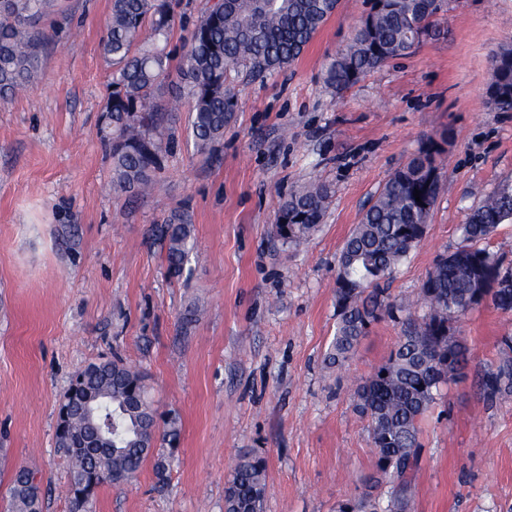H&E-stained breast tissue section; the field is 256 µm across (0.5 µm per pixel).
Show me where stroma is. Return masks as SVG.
Returning a JSON list of instances; mask_svg holds the SVG:
<instances>
[{
  "instance_id": "1",
  "label": "stroma",
  "mask_w": 512,
  "mask_h": 512,
  "mask_svg": "<svg viewBox=\"0 0 512 512\" xmlns=\"http://www.w3.org/2000/svg\"><path fill=\"white\" fill-rule=\"evenodd\" d=\"M66 4L40 24L37 76L0 97V508L25 466L42 512H69L58 408L80 369L118 357L144 373L181 435L165 477L146 460L127 484L102 485L94 512H224L245 453L267 461L264 512H337L376 470L357 384L385 363L405 316L424 314V277L461 244L481 193L512 183V112L489 94L494 58L512 49V0H446L439 36L337 97L324 66L367 9L340 0L291 67L231 74L236 106L213 154L188 136L189 104L168 113L164 187L149 195L107 187L111 0ZM432 140L444 144L441 191L424 238L387 283L399 311L328 367L343 242ZM311 181L330 185L329 207L306 244L284 246L273 235L278 205ZM175 215L194 249L172 278L152 231ZM456 332L467 367L420 421L411 512H512V395L490 401L481 390L512 356V312L483 304Z\"/></svg>"
}]
</instances>
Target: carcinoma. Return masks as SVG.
I'll use <instances>...</instances> for the list:
<instances>
[{
	"label": "carcinoma",
	"mask_w": 512,
	"mask_h": 512,
	"mask_svg": "<svg viewBox=\"0 0 512 512\" xmlns=\"http://www.w3.org/2000/svg\"><path fill=\"white\" fill-rule=\"evenodd\" d=\"M64 0H0V95L13 94L38 72L44 35L36 25L62 11ZM444 0H373L349 42L333 57L324 84L336 95L366 73L411 53L435 26ZM339 0H218L181 46L178 80H169L175 59L170 48L175 26L173 0H112L104 56L112 65V91L105 118L112 159V188L147 192L159 185L170 144L164 112L184 100L191 104L190 137L200 154L212 153L234 112L228 88L233 72L265 77L295 62L335 13ZM492 94L503 112L512 111V51L494 61ZM432 142L396 169L361 221L347 236L336 277V332L326 361L339 367L354 354L372 321L394 315L381 282L390 277L422 237L441 189ZM420 191L416 201L414 190ZM331 198L330 187L314 182L295 189L279 204L274 232L286 246H298L318 229ZM512 223V184L484 197L462 225L463 245L442 256L427 272L418 295L427 309L407 317L385 364L354 392L356 410L367 417L377 450V473L392 478L386 502L364 496L339 512H409L414 495L419 422L436 403L448 377L462 373L466 346L455 323L489 300L512 311V268L478 243L500 224ZM166 249L167 273L182 275L188 262L191 225L173 216L157 228ZM486 399L512 393V360H502L482 378ZM67 420L56 445L69 461L70 504L95 498L97 489L134 479L157 443L173 444L177 419L159 431L144 376L120 360L90 363L77 372L64 395ZM157 453V452H155ZM167 455L157 453L156 469ZM267 493L265 461L243 455L224 493V512H263ZM7 512H41L34 475L17 472Z\"/></svg>",
	"instance_id": "carcinoma-1"
}]
</instances>
